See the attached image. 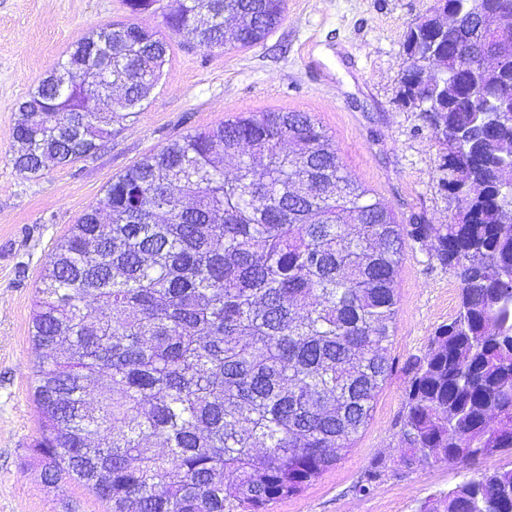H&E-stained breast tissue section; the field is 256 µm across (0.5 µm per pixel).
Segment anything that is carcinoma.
<instances>
[{
  "mask_svg": "<svg viewBox=\"0 0 512 512\" xmlns=\"http://www.w3.org/2000/svg\"><path fill=\"white\" fill-rule=\"evenodd\" d=\"M408 27L425 103L448 151L452 224H399L345 174L331 136L306 112L227 119L170 141L106 185L55 245L32 316L43 350L34 453L50 483L78 482L110 512H268L352 448L393 371L396 279L405 240L430 245L459 281L455 317L409 358L398 432L417 460L512 455V0H446ZM286 0H172L166 25L212 50L249 48ZM467 48L482 92L456 70ZM83 51L24 99L12 158L21 174L65 166L112 140L157 86L170 45L132 23L77 38ZM245 153L233 176L224 160ZM96 315L84 312L86 301ZM382 470L355 486L367 493ZM419 512H512V466L424 501Z\"/></svg>",
  "mask_w": 512,
  "mask_h": 512,
  "instance_id": "cac0c4a2",
  "label": "carcinoma"
}]
</instances>
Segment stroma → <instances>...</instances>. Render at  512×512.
<instances>
[{"instance_id": "35a3bbf8", "label": "stroma", "mask_w": 512, "mask_h": 512, "mask_svg": "<svg viewBox=\"0 0 512 512\" xmlns=\"http://www.w3.org/2000/svg\"><path fill=\"white\" fill-rule=\"evenodd\" d=\"M170 0L130 13L123 0H0V512H109L86 486L45 482L32 448L39 436V350L32 309L56 242L102 197L112 178L170 140L252 112H307L331 136L347 175L393 209L398 223H450L457 202L442 184L444 145L400 92L407 28L434 0H287L261 43L212 51L168 28ZM130 22L170 45L148 104L117 125L91 157L22 175L12 164L17 106L83 33ZM459 283L427 249L407 242L397 279L392 375L351 450L301 493L270 512H417L431 495L503 466L495 455L464 464L405 467L398 446L407 359L454 317ZM381 479L355 485L372 465Z\"/></svg>"}]
</instances>
